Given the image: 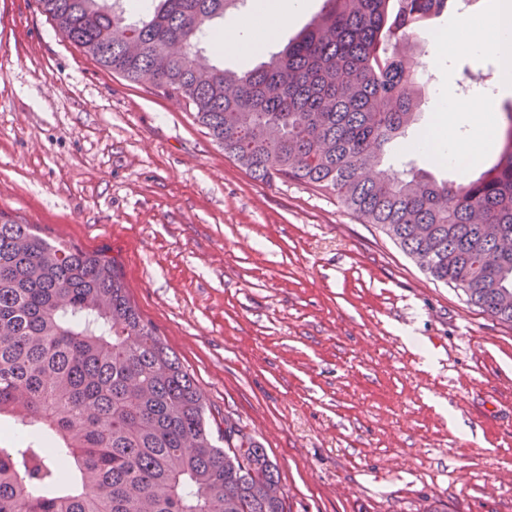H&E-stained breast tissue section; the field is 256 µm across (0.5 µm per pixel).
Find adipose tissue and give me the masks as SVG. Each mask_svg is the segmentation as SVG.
I'll use <instances>...</instances> for the list:
<instances>
[{
    "label": "adipose tissue",
    "mask_w": 512,
    "mask_h": 512,
    "mask_svg": "<svg viewBox=\"0 0 512 512\" xmlns=\"http://www.w3.org/2000/svg\"><path fill=\"white\" fill-rule=\"evenodd\" d=\"M306 0H257L250 17L229 23L219 33L225 52L248 54L255 51L262 37L276 34L290 19L303 11ZM469 21L448 28L435 40L436 56L450 57L460 52L474 59H496L500 74L496 93L476 94L466 101L445 95L449 116L465 111L479 121L464 136L436 129L423 132L414 143L416 149L432 155L437 161L461 167L478 161L494 141L495 122L492 114L500 98L512 95V0H492L491 7L479 19L480 39L468 35Z\"/></svg>",
    "instance_id": "adipose-tissue-1"
}]
</instances>
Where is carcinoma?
Wrapping results in <instances>:
<instances>
[{"instance_id":"cac0c4a2","label":"carcinoma","mask_w":512,"mask_h":512,"mask_svg":"<svg viewBox=\"0 0 512 512\" xmlns=\"http://www.w3.org/2000/svg\"><path fill=\"white\" fill-rule=\"evenodd\" d=\"M37 0L104 69L179 93L257 178L331 193L433 279L512 323V107L502 149L476 178L385 164L425 101L412 33L458 0H324L286 47L238 74L197 76L200 42L235 0ZM0 512H286L278 467L252 437L216 438L191 375L132 305L116 262L0 212ZM224 446H219V440ZM65 457L68 469L52 460Z\"/></svg>"}]
</instances>
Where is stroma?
<instances>
[{
    "mask_svg": "<svg viewBox=\"0 0 512 512\" xmlns=\"http://www.w3.org/2000/svg\"><path fill=\"white\" fill-rule=\"evenodd\" d=\"M324 0L254 55L283 48ZM475 59L433 67L412 134ZM0 211L115 258L214 430L278 464L287 512H512V324L334 195L225 154L185 99L0 0Z\"/></svg>",
    "mask_w": 512,
    "mask_h": 512,
    "instance_id": "1",
    "label": "stroma"
}]
</instances>
